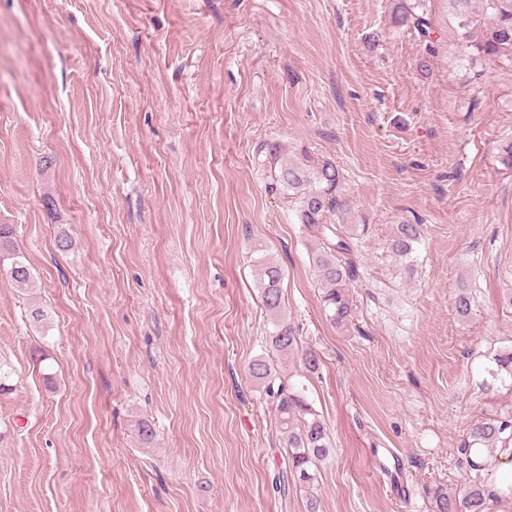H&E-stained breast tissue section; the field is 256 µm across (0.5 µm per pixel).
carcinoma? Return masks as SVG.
Returning a JSON list of instances; mask_svg holds the SVG:
<instances>
[{"label": "carcinoma", "mask_w": 512, "mask_h": 512, "mask_svg": "<svg viewBox=\"0 0 512 512\" xmlns=\"http://www.w3.org/2000/svg\"><path fill=\"white\" fill-rule=\"evenodd\" d=\"M422 0H398L394 22L410 28L426 42L432 53L436 30ZM453 27L462 59L474 64L495 61L512 67V0H448ZM271 190L288 196L295 204L299 224L307 234L306 248L317 272L322 301L333 324L352 323L356 305L349 292L353 278L356 241L368 231V225L352 224L347 214L344 176L336 163L302 149L294 157L282 154L280 146L267 147ZM419 224H399L391 240V251L401 260L410 259L413 245L421 236ZM257 288L264 308L270 314L269 338L273 351L291 358L297 347L294 327L282 314L279 265L263 255L258 258ZM8 265V276L19 288L28 286L30 268L14 242L13 228L0 224V265ZM492 377L505 374L512 378V348L494 358ZM253 378L266 384V395L275 402L276 423L283 447L288 449V470L275 480L276 489L292 485L308 489L316 479L317 464L327 459L331 442L323 422L306 398V390L276 375L266 357L255 359L250 367ZM512 442V422L489 418L471 433L470 448H505ZM432 512H486V489L477 482L469 484L464 494L451 495L442 487L431 493Z\"/></svg>", "instance_id": "cac0c4a2"}]
</instances>
